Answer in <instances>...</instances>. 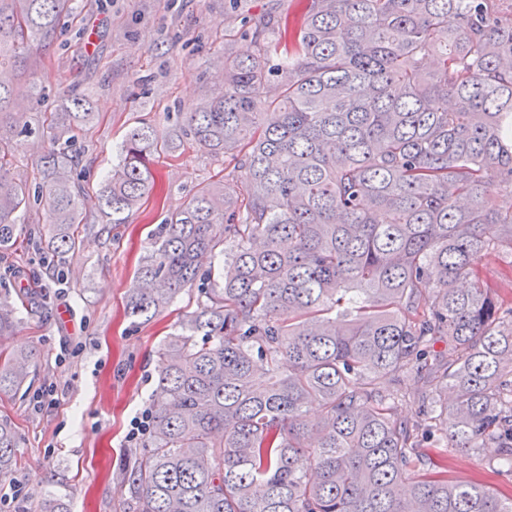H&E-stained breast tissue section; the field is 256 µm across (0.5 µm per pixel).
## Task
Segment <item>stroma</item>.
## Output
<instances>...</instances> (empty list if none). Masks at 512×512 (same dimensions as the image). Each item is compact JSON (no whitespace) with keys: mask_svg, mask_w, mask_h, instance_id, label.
Wrapping results in <instances>:
<instances>
[{"mask_svg":"<svg viewBox=\"0 0 512 512\" xmlns=\"http://www.w3.org/2000/svg\"><path fill=\"white\" fill-rule=\"evenodd\" d=\"M55 40L33 47L28 81L40 98L29 112L33 133L20 137L14 174L40 181L44 113L73 89L90 94L92 123L78 134L76 172L97 188L116 161L126 134L151 124L175 142L155 164V187L124 223L112 224L87 203L79 243L62 263L36 244L0 253V294L40 289L17 313L14 334L1 344L32 350L27 392L0 394V417L21 435L12 485L24 499L0 501V512H40L45 499H65L70 512H124L123 477L141 445L135 419L149 414L158 350L181 316L196 307L185 292L158 318L131 322L124 314L149 232L180 211L203 185L241 176L235 162L212 155L180 134L187 112L224 90L217 65L225 47L256 53V27L281 15L299 19L305 0H73ZM56 386L52 408L37 400ZM448 475L512 490V475L496 473L470 450L448 455Z\"/></svg>","mask_w":512,"mask_h":512,"instance_id":"obj_1","label":"stroma"}]
</instances>
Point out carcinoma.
<instances>
[{
    "label": "carcinoma",
    "instance_id": "1",
    "mask_svg": "<svg viewBox=\"0 0 512 512\" xmlns=\"http://www.w3.org/2000/svg\"><path fill=\"white\" fill-rule=\"evenodd\" d=\"M71 4L0 0V251L20 247L32 200L55 213L51 251L78 243L90 98L44 115L41 185L11 172L29 46L52 41ZM273 33L255 55L224 50V93L187 113L191 141L242 180L200 188L159 225L129 289L135 322L186 290L198 301L159 348L128 512H512V495L448 478V455L418 433L496 448L512 473V306L498 294L512 292V210L493 205L512 195V0H307ZM170 147L151 125L128 133L96 195L112 223ZM490 249L510 256L495 288ZM220 255L218 275L201 270ZM15 324L0 298V339ZM32 359L0 350V394L29 388ZM422 371L451 399L411 423L380 380ZM19 445L0 419V481Z\"/></svg>",
    "mask_w": 512,
    "mask_h": 512
}]
</instances>
